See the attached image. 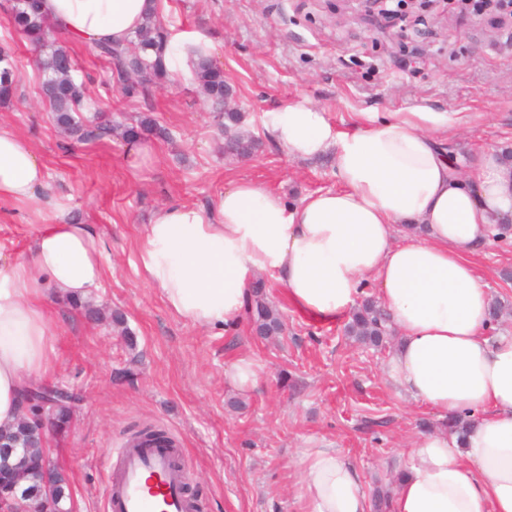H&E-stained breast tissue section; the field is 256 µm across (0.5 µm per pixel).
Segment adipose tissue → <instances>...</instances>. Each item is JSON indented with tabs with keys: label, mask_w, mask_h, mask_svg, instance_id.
I'll list each match as a JSON object with an SVG mask.
<instances>
[{
	"label": "adipose tissue",
	"mask_w": 512,
	"mask_h": 512,
	"mask_svg": "<svg viewBox=\"0 0 512 512\" xmlns=\"http://www.w3.org/2000/svg\"><path fill=\"white\" fill-rule=\"evenodd\" d=\"M160 0H41L47 22L86 45L124 44ZM445 112H363L335 131L308 100L269 113L267 131L292 160L332 155L341 184L298 203L249 179L230 181L207 208H159L143 229L140 260L169 310L194 325L235 329L257 274L289 304L331 321L355 306L365 280L390 315L397 343L386 363L394 388L462 417L458 435H421L398 465L389 512H512V334L492 335V296L472 260L512 238V160L482 151L464 174L445 146L460 126ZM0 199L41 219L21 253H0V427L27 411L26 391L55 370L56 322L45 291L84 300L106 278L96 225L70 218L28 140L0 126ZM303 512H371L354 461L339 448L300 460Z\"/></svg>",
	"instance_id": "adipose-tissue-1"
}]
</instances>
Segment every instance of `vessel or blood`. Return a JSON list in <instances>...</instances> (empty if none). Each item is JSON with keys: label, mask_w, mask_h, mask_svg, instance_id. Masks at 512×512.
I'll use <instances>...</instances> for the list:
<instances>
[{"label": "vessel or blood", "mask_w": 512, "mask_h": 512, "mask_svg": "<svg viewBox=\"0 0 512 512\" xmlns=\"http://www.w3.org/2000/svg\"><path fill=\"white\" fill-rule=\"evenodd\" d=\"M112 473L106 512H194L185 492L186 475L170 449L123 445Z\"/></svg>", "instance_id": "1"}]
</instances>
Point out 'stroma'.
Returning a JSON list of instances; mask_svg holds the SVG:
<instances>
[{
    "mask_svg": "<svg viewBox=\"0 0 512 512\" xmlns=\"http://www.w3.org/2000/svg\"><path fill=\"white\" fill-rule=\"evenodd\" d=\"M9 5L0 0V50L15 59L20 81L0 105V124L31 142L51 182L71 196L72 216L98 226L109 269L91 301L96 316L51 302L58 326L48 338L56 356L50 382L81 397L68 432L49 441L75 512H104L113 450L135 425L175 439L199 512H299L301 454L322 446L347 452L366 488L391 489L402 450L441 420L389 384V350L346 336L347 316L320 323L294 310L269 276L264 296L282 317L280 335H257L247 319L227 333L174 316L147 283L143 226L172 201L209 206L230 179L258 181L291 202L338 189L331 156L291 160L268 135V113L298 97L343 133L361 112L460 113L466 123L448 157L463 171L483 148H512V23L436 8L403 31L364 15L358 0H161L174 55L192 42L208 45L243 131L261 146L248 157L224 156L192 70L149 97L125 98L93 47L68 42L72 75L103 119L126 125L148 115L170 133L157 142L156 162L134 178L120 136L81 141L57 126L29 47L11 33ZM37 221L30 209L0 201V250L22 251ZM475 262L503 306L496 331L511 333L512 241L485 247ZM242 357L261 371L248 392L227 377Z\"/></svg>",
    "mask_w": 512,
    "mask_h": 512,
    "instance_id": "35a3bbf8",
    "label": "stroma"
}]
</instances>
